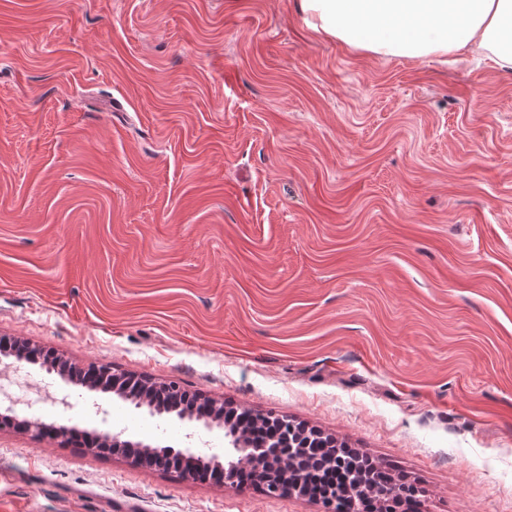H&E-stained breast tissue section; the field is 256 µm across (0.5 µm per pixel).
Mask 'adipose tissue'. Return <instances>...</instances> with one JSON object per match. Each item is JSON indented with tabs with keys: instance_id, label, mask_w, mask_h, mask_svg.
<instances>
[{
	"instance_id": "ef3b65f1",
	"label": "adipose tissue",
	"mask_w": 512,
	"mask_h": 512,
	"mask_svg": "<svg viewBox=\"0 0 512 512\" xmlns=\"http://www.w3.org/2000/svg\"><path fill=\"white\" fill-rule=\"evenodd\" d=\"M324 37L379 56L457 60L486 53L512 69V0H298Z\"/></svg>"
}]
</instances>
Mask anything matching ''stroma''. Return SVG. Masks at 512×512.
Wrapping results in <instances>:
<instances>
[{
    "mask_svg": "<svg viewBox=\"0 0 512 512\" xmlns=\"http://www.w3.org/2000/svg\"><path fill=\"white\" fill-rule=\"evenodd\" d=\"M512 512V71L316 33L295 0H0V337ZM23 418L224 456L39 366ZM0 512H324L0 431ZM262 421L265 424H267L272 430H274L275 432H278V435H279L281 441L282 440L288 441V439H289L293 442V444L298 441L299 442L298 446H304L305 448H302V454L308 459V461L313 462V461L320 460V462H317V463H329L330 464V462L328 460L329 454H326V452L335 453V452H340V451L354 453L356 456L363 458V456H359L357 453L353 452L352 450H350L348 448H343L342 446L339 448L338 447L326 448L325 447L326 441H321V440L313 441L311 439L310 442L308 443V440L298 439L296 436H295L294 440H292L291 439V435H293L292 429L294 430L295 433L304 434L303 425L301 423H296L293 420L288 421V423L285 424L284 431H282L284 424L282 423V421L279 417L262 416ZM270 421H271V425L269 424ZM323 448H325L327 451H325Z\"/></svg>",
    "mask_w": 512,
    "mask_h": 512,
    "instance_id": "stroma-1",
    "label": "stroma"
}]
</instances>
